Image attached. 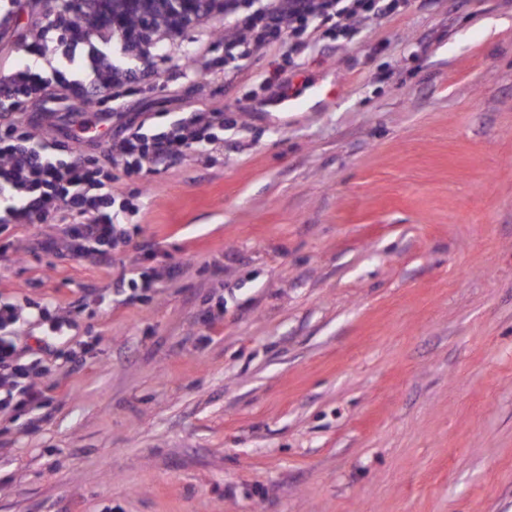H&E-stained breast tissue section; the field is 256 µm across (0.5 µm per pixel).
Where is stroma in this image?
<instances>
[{"label": "stroma", "mask_w": 512, "mask_h": 512, "mask_svg": "<svg viewBox=\"0 0 512 512\" xmlns=\"http://www.w3.org/2000/svg\"><path fill=\"white\" fill-rule=\"evenodd\" d=\"M262 4L163 46L223 57ZM352 26L233 79L151 56L130 117L218 110L224 141L119 176L116 262L0 233V296L82 304L60 348L99 343L0 416V512H512V0ZM308 78L342 93L265 110Z\"/></svg>", "instance_id": "35a3bbf8"}]
</instances>
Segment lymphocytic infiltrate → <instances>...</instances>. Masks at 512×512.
<instances>
[{
	"instance_id": "lymphocytic-infiltrate-1",
	"label": "lymphocytic infiltrate",
	"mask_w": 512,
	"mask_h": 512,
	"mask_svg": "<svg viewBox=\"0 0 512 512\" xmlns=\"http://www.w3.org/2000/svg\"><path fill=\"white\" fill-rule=\"evenodd\" d=\"M399 6V0H269L253 14L245 36L225 41L224 59L246 58L252 49L274 42L297 56L324 37L349 33L352 19L387 16ZM76 24L74 15L59 10L43 15L37 30L25 39L26 61L0 75V107L17 108L31 101L42 108L39 122L18 119L0 124V196L10 201L8 223L61 221V242H46L45 250L60 244L73 257L92 255L109 264L129 238L112 215L113 170L131 175L146 167H163L196 145L218 143L224 115L190 112L153 133H143L141 125L123 119L130 86L116 84L104 94L94 78L78 76L82 70L94 75L115 65L127 66L130 59L122 42L113 40L108 30L75 38L71 31ZM50 37L55 48L49 53L44 44ZM103 94L112 104L113 119L121 123L119 132L95 154L68 161L57 158L54 150L63 140L94 141L86 116L96 111ZM39 137L51 140L52 150L36 148ZM22 319L20 304L0 302L1 415L50 403L44 381L53 369L42 355L51 352L57 336L71 324L53 300L36 305L34 320L42 334L31 346L21 334Z\"/></svg>"
}]
</instances>
